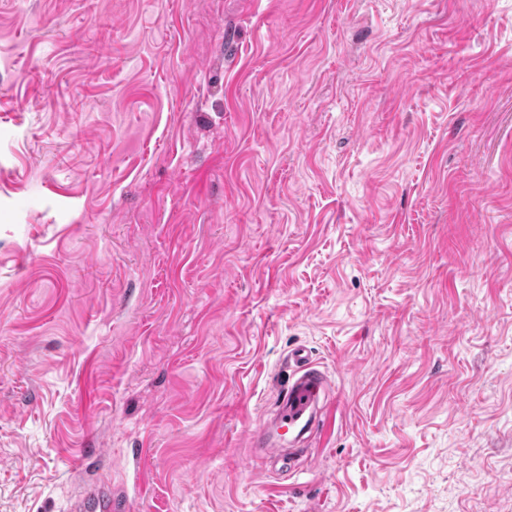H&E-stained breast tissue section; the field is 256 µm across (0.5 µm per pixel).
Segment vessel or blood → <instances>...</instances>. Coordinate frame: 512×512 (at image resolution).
Listing matches in <instances>:
<instances>
[{
	"instance_id": "obj_1",
	"label": "vessel or blood",
	"mask_w": 512,
	"mask_h": 512,
	"mask_svg": "<svg viewBox=\"0 0 512 512\" xmlns=\"http://www.w3.org/2000/svg\"><path fill=\"white\" fill-rule=\"evenodd\" d=\"M291 371L276 403L274 423H261L251 434L254 457L268 460L278 457L285 438L298 439L313 428L327 424V409L323 399L328 379L311 361L305 348L294 349L290 355ZM70 512H112V505L90 490L72 502Z\"/></svg>"
}]
</instances>
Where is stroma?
I'll use <instances>...</instances> for the list:
<instances>
[{
	"label": "stroma",
	"mask_w": 512,
	"mask_h": 512,
	"mask_svg": "<svg viewBox=\"0 0 512 512\" xmlns=\"http://www.w3.org/2000/svg\"><path fill=\"white\" fill-rule=\"evenodd\" d=\"M97 483L512 512V0H0V512ZM289 365L292 369L276 400L274 423L263 422L251 433L250 446L256 458H276L287 436L302 438L313 428L321 426L323 430L327 425V409L321 400L327 393V376L302 347L292 351Z\"/></svg>",
	"instance_id": "1"
}]
</instances>
